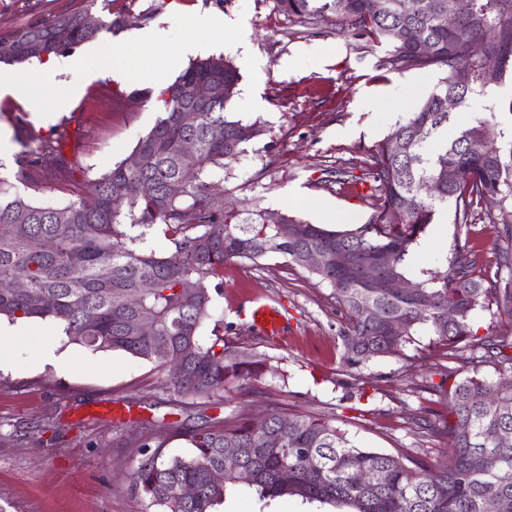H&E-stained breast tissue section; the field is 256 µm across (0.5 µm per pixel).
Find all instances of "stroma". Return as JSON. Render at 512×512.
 Instances as JSON below:
<instances>
[{
    "mask_svg": "<svg viewBox=\"0 0 512 512\" xmlns=\"http://www.w3.org/2000/svg\"><path fill=\"white\" fill-rule=\"evenodd\" d=\"M83 6V0H0V34ZM139 9V20L96 37V52L81 62L89 70L101 59L115 61L125 78L83 83L65 109L39 103L28 92L26 74L33 63H0V76L22 88L0 97V135H8L10 143L0 173L14 175L29 137L51 142L64 159L63 167L52 171L32 165L30 181L15 185L20 196L57 206L77 199L88 180L127 158L151 130L162 110L161 88L145 47L123 37L174 11L184 17L169 28L174 50L198 38L190 22L197 12L232 24L223 56L241 75L234 112L264 124L263 134L224 172L226 199L247 209H288L328 227L367 223L375 211L369 147L406 122L445 75L436 67L395 69L389 45L339 34L329 17L304 22L288 17L274 0H140ZM239 41L247 44V54L233 50ZM256 97L262 101L258 109L252 105ZM511 98V79L489 86L470 96L454 124L479 118L511 131L512 114L498 109L501 100ZM338 168L350 171L345 182H337ZM426 235L434 245L419 256V267L440 266L456 238L465 237L482 269L495 268V233L483 210L459 227L453 209H444ZM258 298L280 309L281 333L249 327ZM343 323L330 288L282 259L226 262L224 291L215 296L202 335L223 334L229 345L266 358L271 369L221 399L174 395L166 371L121 351L102 356L110 368H97L101 356L71 346L63 335L60 348L74 349L85 364L62 374L42 361L37 335L24 336L10 365L0 369V512H155L130 480L143 443L162 439L171 452L187 454L190 445L170 437L171 426L199 427L273 408L333 420L360 448L445 463L443 398L427 391L447 373V360L434 354V336L420 330L403 356L375 358L350 371L341 362ZM222 512L327 509L295 497L264 503L255 490L240 486L227 491Z\"/></svg>",
    "mask_w": 512,
    "mask_h": 512,
    "instance_id": "1",
    "label": "stroma"
}]
</instances>
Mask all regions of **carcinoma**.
<instances>
[{
	"label": "carcinoma",
	"instance_id": "carcinoma-1",
	"mask_svg": "<svg viewBox=\"0 0 512 512\" xmlns=\"http://www.w3.org/2000/svg\"><path fill=\"white\" fill-rule=\"evenodd\" d=\"M454 2L459 22L448 30L438 24L448 0H275L290 17L330 15L340 33L390 44L393 64L447 70L408 121L368 150L377 205L366 224L330 229L286 212H243L231 202L211 208V200L224 195V168L263 133L259 120L232 117L233 95L224 89L236 90L240 74L214 55L191 62L161 91L162 115L132 151L140 164L132 167L125 159L90 181L94 205L82 198L63 207L37 205L0 175V315L13 322L58 321L69 342L92 351H122L164 369L177 362L183 374L169 375L168 385L178 396H220L266 369V360L226 345L216 333L202 339L212 316L210 283L223 285L229 259L255 263L278 255L330 286L345 316L340 340L349 370L402 355L420 328L435 336L439 357L471 367L472 375L460 380L448 373L453 382L444 392L443 431L451 448L442 465L359 448L328 420L273 409L263 424L240 416L202 428L174 427V436L192 447L188 456L167 453L163 441L143 445L133 486L160 512H214L223 505L227 490L241 484L236 471L224 468L226 448L239 450L254 473L246 486L262 500L297 497L352 512H483L485 502L495 500L499 512H512V483L497 479L512 471V354L504 352L512 339L489 340L472 325L492 306L493 318L512 325V140L482 120L448 137V97L461 110L472 93L512 79V0ZM82 18L81 12L53 15L0 35V62L40 60L112 27L102 22L88 32ZM492 28L498 37L489 40ZM415 30L424 42L411 36ZM461 65L471 71L467 88L453 82ZM199 82L217 93L194 103L183 89ZM185 107L194 109L195 123L182 122ZM213 126L224 127V138L209 134ZM189 140L196 144L192 162L183 158ZM31 155L46 168L61 165L56 148L40 143L18 158L16 180H27ZM490 194L497 196V209L486 213L496 230L495 278H483L469 239L458 238L444 266L419 270L411 292L372 286L374 273L408 280L414 245L440 208L453 204L454 223L466 226ZM281 224L294 225V235L283 238ZM135 227L143 231L134 234ZM154 227L166 249L181 255L180 266L147 245V230ZM47 240L54 247H44ZM312 252L325 257L321 266L307 264ZM338 254L346 264L336 263ZM102 267L111 269L109 277L99 276ZM184 279L196 285L190 294L179 289ZM18 280L28 288L17 289ZM143 317L155 325L150 334L135 329ZM391 321L400 324V333L386 332ZM486 364L498 374L494 383L479 375ZM217 468L224 470L220 484L209 480ZM284 469L292 472L286 482L279 478ZM183 484L195 487L194 498L175 496Z\"/></svg>",
	"mask_w": 512,
	"mask_h": 512
}]
</instances>
